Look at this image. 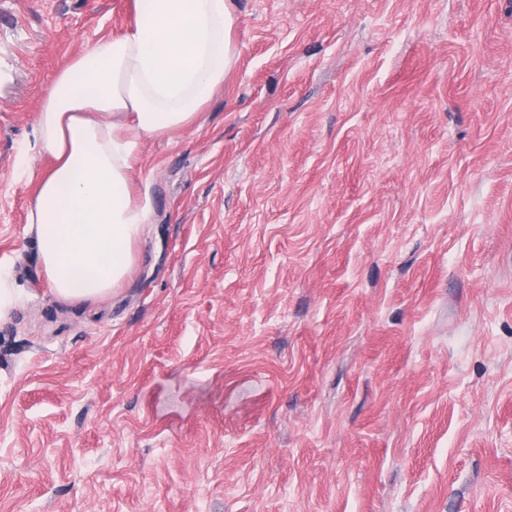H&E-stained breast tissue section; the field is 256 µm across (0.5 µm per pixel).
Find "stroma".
<instances>
[{"mask_svg":"<svg viewBox=\"0 0 512 512\" xmlns=\"http://www.w3.org/2000/svg\"><path fill=\"white\" fill-rule=\"evenodd\" d=\"M133 0H0V512H512V0H234L111 297L17 164Z\"/></svg>","mask_w":512,"mask_h":512,"instance_id":"stroma-1","label":"stroma"}]
</instances>
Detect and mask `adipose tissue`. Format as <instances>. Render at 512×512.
Wrapping results in <instances>:
<instances>
[{
  "instance_id": "ef3b65f1",
  "label": "adipose tissue",
  "mask_w": 512,
  "mask_h": 512,
  "mask_svg": "<svg viewBox=\"0 0 512 512\" xmlns=\"http://www.w3.org/2000/svg\"><path fill=\"white\" fill-rule=\"evenodd\" d=\"M124 32L50 80L34 135L50 159L27 234L54 298L101 300L129 275L152 213L136 183L145 141L190 127L236 62L232 0H134Z\"/></svg>"
}]
</instances>
